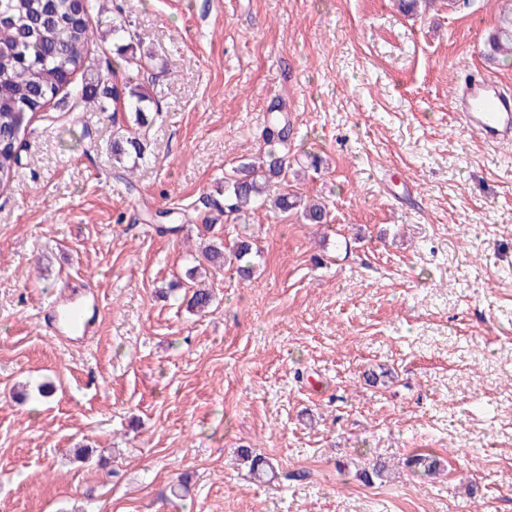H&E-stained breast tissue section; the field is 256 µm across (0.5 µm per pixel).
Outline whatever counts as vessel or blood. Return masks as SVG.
Masks as SVG:
<instances>
[{
    "label": "vessel or blood",
    "instance_id": "1",
    "mask_svg": "<svg viewBox=\"0 0 512 512\" xmlns=\"http://www.w3.org/2000/svg\"><path fill=\"white\" fill-rule=\"evenodd\" d=\"M455 119L478 130L489 144H512V90L478 75L456 87L451 99Z\"/></svg>",
    "mask_w": 512,
    "mask_h": 512
}]
</instances>
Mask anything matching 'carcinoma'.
Instances as JSON below:
<instances>
[{
    "label": "carcinoma",
    "mask_w": 512,
    "mask_h": 512,
    "mask_svg": "<svg viewBox=\"0 0 512 512\" xmlns=\"http://www.w3.org/2000/svg\"><path fill=\"white\" fill-rule=\"evenodd\" d=\"M94 0H0V189L14 180L20 165V136L31 119L65 94L73 104L93 108L99 112L134 113L137 129L127 130L112 142V155L121 164L127 157L144 158L148 114L159 112L153 94V85L128 80L121 90L105 85L101 68L87 62L89 42L95 20ZM107 33L118 42L117 67L123 71H140L144 67L142 55L134 50L132 34L122 23L106 24ZM487 60H512V15L503 19L500 30L487 43ZM291 126L288 116L273 110L265 129L268 149L254 159L239 164L224 177V214L245 213L263 204L266 186L286 179L291 168L288 141ZM274 206L282 213L298 207L309 224H325L326 207L319 202L301 204L296 193H281ZM256 253L247 240L237 242L229 251L223 244H212L205 249L204 258L215 269L234 260L237 272L249 277L255 269ZM213 302V294L205 288L192 289L190 307L203 312ZM243 461L249 463V472L255 478L275 474V465L266 456L249 448L239 449ZM408 465L430 475L436 472L437 460L428 453L411 456Z\"/></svg>",
    "instance_id": "obj_1"
}]
</instances>
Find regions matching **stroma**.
Returning a JSON list of instances; mask_svg holds the SVG:
<instances>
[{
  "mask_svg": "<svg viewBox=\"0 0 512 512\" xmlns=\"http://www.w3.org/2000/svg\"><path fill=\"white\" fill-rule=\"evenodd\" d=\"M97 6L121 7L160 114L128 181L112 142L130 113L61 99L0 190V512H512V151L448 105L470 71L512 87V65L483 57L512 5ZM277 102L293 155L321 161L293 188L327 223L203 204L263 148ZM210 223L260 259L248 279L214 271L200 315L185 273ZM72 288L99 299L86 343L44 321ZM86 446L107 466L75 460ZM242 448L275 481L251 479ZM420 450L440 475L408 466ZM379 461L389 480L363 482ZM184 475L188 496L161 499ZM238 451L242 460L249 463V472L254 478L260 479L269 474L271 477L274 476L275 465L268 457L253 453L250 448H242Z\"/></svg>",
  "mask_w": 512,
  "mask_h": 512,
  "instance_id": "1",
  "label": "stroma"
}]
</instances>
